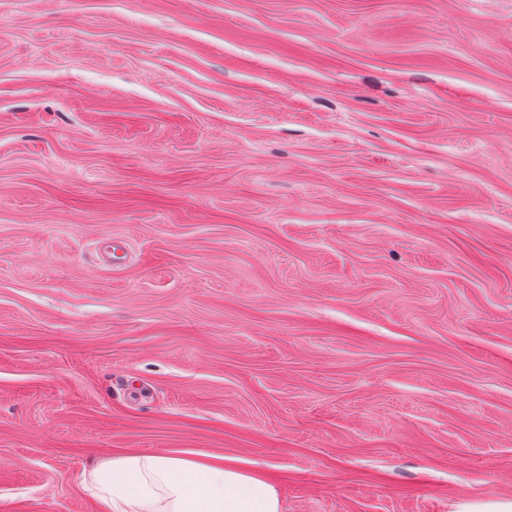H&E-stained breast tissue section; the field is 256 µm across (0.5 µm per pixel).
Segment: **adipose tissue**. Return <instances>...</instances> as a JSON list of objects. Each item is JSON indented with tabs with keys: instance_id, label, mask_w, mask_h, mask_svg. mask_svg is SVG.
Returning <instances> with one entry per match:
<instances>
[{
	"instance_id": "1",
	"label": "adipose tissue",
	"mask_w": 512,
	"mask_h": 512,
	"mask_svg": "<svg viewBox=\"0 0 512 512\" xmlns=\"http://www.w3.org/2000/svg\"><path fill=\"white\" fill-rule=\"evenodd\" d=\"M95 512H284L276 486L222 457L130 453L83 471Z\"/></svg>"
}]
</instances>
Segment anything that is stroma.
I'll use <instances>...</instances> for the list:
<instances>
[{
  "label": "stroma",
  "mask_w": 512,
  "mask_h": 512,
  "mask_svg": "<svg viewBox=\"0 0 512 512\" xmlns=\"http://www.w3.org/2000/svg\"><path fill=\"white\" fill-rule=\"evenodd\" d=\"M128 452L512 504V0H0V512Z\"/></svg>",
  "instance_id": "obj_1"
}]
</instances>
